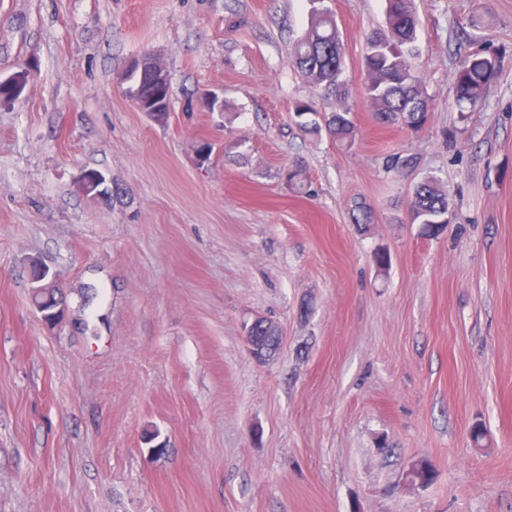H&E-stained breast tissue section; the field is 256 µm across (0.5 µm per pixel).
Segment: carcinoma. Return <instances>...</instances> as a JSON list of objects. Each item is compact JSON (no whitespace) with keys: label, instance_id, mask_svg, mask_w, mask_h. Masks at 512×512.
<instances>
[{"label":"carcinoma","instance_id":"1","mask_svg":"<svg viewBox=\"0 0 512 512\" xmlns=\"http://www.w3.org/2000/svg\"><path fill=\"white\" fill-rule=\"evenodd\" d=\"M387 32L368 37L363 64L367 76L364 96L376 120L387 126L399 125L422 130L429 121L432 105L424 94L422 80L410 59L416 53L417 19L412 0H386ZM291 54L300 75L312 85L334 95L347 97L343 76V43L330 12L316 9L304 34L292 45ZM500 59L484 50L462 58L453 80L457 106L476 108L487 89L498 78ZM296 126L304 133H327L342 145L352 146L355 126L351 112L338 107L320 112L303 103L294 110ZM450 209L448 191L435 180L415 185L409 206L410 221L421 225V236L435 238L447 227Z\"/></svg>","mask_w":512,"mask_h":512}]
</instances>
